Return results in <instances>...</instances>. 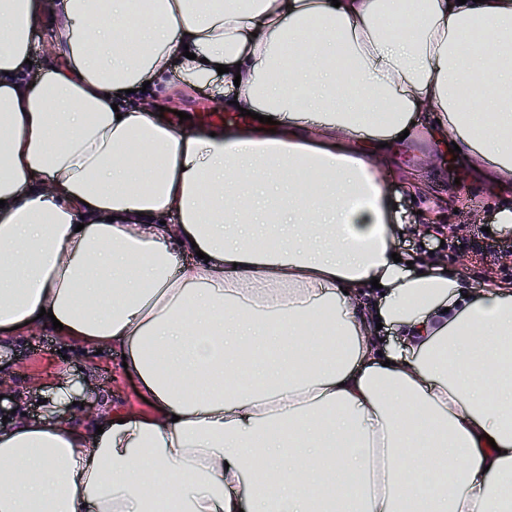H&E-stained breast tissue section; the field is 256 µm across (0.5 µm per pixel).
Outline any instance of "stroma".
Returning a JSON list of instances; mask_svg holds the SVG:
<instances>
[{
  "label": "stroma",
  "mask_w": 512,
  "mask_h": 512,
  "mask_svg": "<svg viewBox=\"0 0 512 512\" xmlns=\"http://www.w3.org/2000/svg\"><path fill=\"white\" fill-rule=\"evenodd\" d=\"M392 168L389 186L401 221L394 242L398 254L416 257L421 264L440 261L477 291L491 284H512V229L491 221L511 201L488 194L466 179L469 163L463 158L450 165L403 160ZM430 204L438 213L441 231L437 234L421 230L420 211ZM451 235L479 238L494 251L471 253L470 263L460 265L455 250L443 244ZM121 361L120 350L106 346L97 352L50 330L12 336L0 346V417L14 411L30 417H61L89 430L96 408L148 411L139 395L138 379L121 374ZM62 381L74 388V403L45 405L50 390Z\"/></svg>",
  "instance_id": "1"
}]
</instances>
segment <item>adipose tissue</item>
<instances>
[{"mask_svg": "<svg viewBox=\"0 0 512 512\" xmlns=\"http://www.w3.org/2000/svg\"><path fill=\"white\" fill-rule=\"evenodd\" d=\"M173 70L254 120L133 103ZM404 133L512 195V0H0V332L150 405L0 427V512H512V287L393 261ZM51 25V18L49 15L39 17L33 27L32 31V50H31V69L33 71L41 70L50 66L53 62V52L48 45L46 30Z\"/></svg>", "mask_w": 512, "mask_h": 512, "instance_id": "ef3b65f1", "label": "adipose tissue"}]
</instances>
